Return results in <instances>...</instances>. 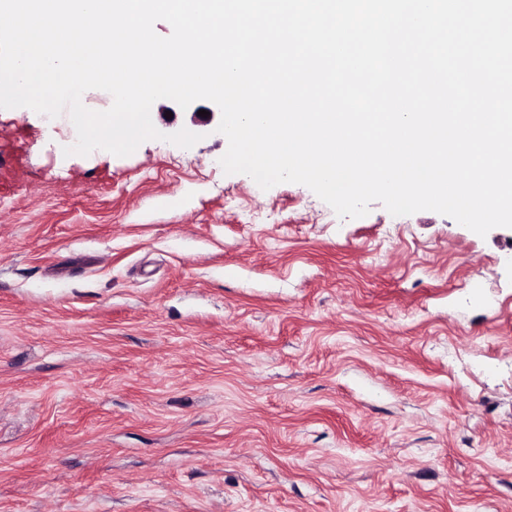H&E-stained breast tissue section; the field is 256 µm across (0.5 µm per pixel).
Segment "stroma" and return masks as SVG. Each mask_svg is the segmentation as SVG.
I'll return each mask as SVG.
<instances>
[{
  "instance_id": "obj_1",
  "label": "stroma",
  "mask_w": 512,
  "mask_h": 512,
  "mask_svg": "<svg viewBox=\"0 0 512 512\" xmlns=\"http://www.w3.org/2000/svg\"><path fill=\"white\" fill-rule=\"evenodd\" d=\"M75 134L0 109V512H512V228Z\"/></svg>"
}]
</instances>
